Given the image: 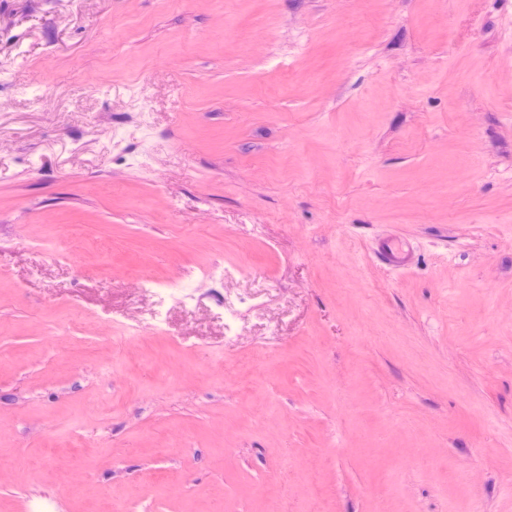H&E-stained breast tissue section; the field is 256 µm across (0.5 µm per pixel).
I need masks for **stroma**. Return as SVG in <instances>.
Segmentation results:
<instances>
[{"label":"stroma","mask_w":512,"mask_h":512,"mask_svg":"<svg viewBox=\"0 0 512 512\" xmlns=\"http://www.w3.org/2000/svg\"><path fill=\"white\" fill-rule=\"evenodd\" d=\"M0 512H512V0H0Z\"/></svg>","instance_id":"obj_1"}]
</instances>
